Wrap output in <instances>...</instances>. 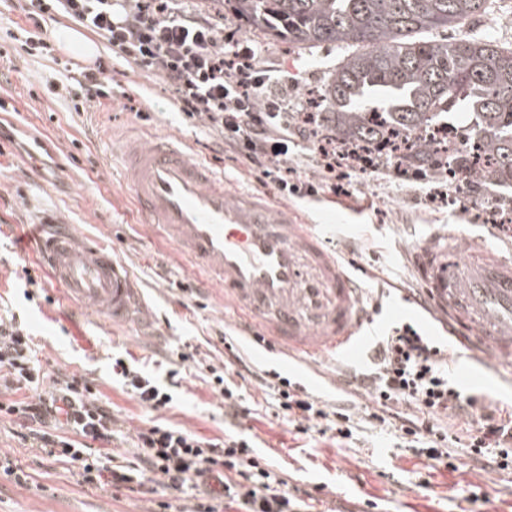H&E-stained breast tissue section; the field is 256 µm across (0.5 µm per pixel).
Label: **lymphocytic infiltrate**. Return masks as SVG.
<instances>
[{"mask_svg":"<svg viewBox=\"0 0 512 512\" xmlns=\"http://www.w3.org/2000/svg\"><path fill=\"white\" fill-rule=\"evenodd\" d=\"M29 19L54 11L98 35L113 58L140 74L160 76L187 118L203 122L222 145L245 156L262 178L288 189L290 143L311 115L290 111L277 96L258 98L269 78L255 67L244 38L225 44L217 19L187 9L183 0H29ZM33 339L16 318L0 316V383L14 392L0 401V416L21 419L22 440L47 457L69 464L80 483L106 491H198L190 512H309L287 480L273 477L248 440L222 442L173 426L136 430L133 460H118L107 447L115 438L111 403L85 377L35 362ZM458 346L436 345L404 323L377 338L373 369L356 382L369 399L368 418L421 446L422 454L455 470L456 449L498 472H512V404H492L464 392L453 378ZM276 396L298 432L323 426L337 440L353 435L350 408H327L318 397L278 372L247 367ZM113 375L151 411L172 396L158 380L123 359Z\"/></svg>","mask_w":512,"mask_h":512,"instance_id":"f902f5d3","label":"lymphocytic infiltrate"}]
</instances>
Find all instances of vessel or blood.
<instances>
[{
    "label": "vessel or blood",
    "mask_w": 512,
    "mask_h": 512,
    "mask_svg": "<svg viewBox=\"0 0 512 512\" xmlns=\"http://www.w3.org/2000/svg\"><path fill=\"white\" fill-rule=\"evenodd\" d=\"M124 184L147 224L200 275L218 284L237 318L263 329L298 357L355 358L372 317L363 288L294 209L255 191L229 194L224 178L192 159L183 143L156 137L120 145ZM38 245L46 271L72 303L123 320L135 290L104 245L44 217ZM435 306L492 362L512 363V246L490 250L484 237L438 230L413 250Z\"/></svg>",
    "instance_id": "1"
}]
</instances>
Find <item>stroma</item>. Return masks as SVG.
I'll return each mask as SVG.
<instances>
[{"label":"stroma","mask_w":512,"mask_h":512,"mask_svg":"<svg viewBox=\"0 0 512 512\" xmlns=\"http://www.w3.org/2000/svg\"><path fill=\"white\" fill-rule=\"evenodd\" d=\"M16 3L0 0V101L7 104L0 112V313L15 314L29 326L46 369L86 376L111 402L122 432L114 453L128 456L135 430L155 420L207 439L239 435L251 440L276 476L300 491L317 493L322 512H459L464 506L472 512H512V483L472 468L462 451L457 454L461 469L452 472L405 447L390 429L363 420L342 445L329 434H302L289 426L272 391L251 385L241 391L246 415L225 418L224 405L209 384L210 366L224 363L225 337L240 333L224 308V291L202 287L194 272L140 224L112 143L179 137L193 158L223 174L228 191L260 189L274 203L297 209L303 223L329 225L327 248L364 282L365 306L380 305L384 331L409 322L431 334L452 335L447 313L430 309L422 315L412 304L423 294L409 259L413 245L433 224L506 244V237L480 221L479 212L512 201V191L489 180L480 189L481 207L472 206L468 191L457 193L452 205L440 206L432 199L438 181L381 167L367 176L348 173L344 194L336 196L302 137L288 155V179L299 191L280 193L272 183H259L246 158L219 151L214 133L201 122L185 120L172 105V90L158 77L113 62L107 47H100L98 58L112 80L111 99L91 101L83 113L71 110L69 101L50 94L46 83L64 79V67L76 62V55L58 48L47 56L22 50V40L35 26ZM199 7L224 16L225 36L250 39L257 66L288 101L321 86L337 63L336 47L304 49L253 34L222 0H201ZM309 183L316 185L317 195L303 194ZM47 213L105 245L127 269L138 289L127 321L108 322L101 313L63 299L36 252L38 223ZM179 351L193 353L194 359L171 387L170 407L160 413L147 412L112 377V361L121 358L165 378ZM244 351L261 368L301 383L322 399L333 402L346 391L341 375L349 370L348 361L327 356L306 365L291 363L280 354L258 353L251 343ZM458 367L474 377L467 385L470 392L512 401L511 366L488 365L471 347ZM17 430L13 420L0 419V457L18 461L28 479L19 484L0 473V512H155L161 501L183 512L192 504L190 498L161 490L111 494L81 484L67 464L44 459L17 437ZM472 484L489 493V503L465 504Z\"/></svg>","instance_id":"obj_1"}]
</instances>
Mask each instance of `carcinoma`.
Returning a JSON list of instances; mask_svg holds the SVG:
<instances>
[{
  "label": "carcinoma",
  "instance_id": "cac0c4a2",
  "mask_svg": "<svg viewBox=\"0 0 512 512\" xmlns=\"http://www.w3.org/2000/svg\"><path fill=\"white\" fill-rule=\"evenodd\" d=\"M264 34L305 48L340 50L319 98L315 137L327 131L372 164L403 173L439 174L463 189L488 178L512 188V42L479 32L453 41L414 34L461 28L492 11L495 0H225ZM456 115L471 118L466 139L483 166L460 152L438 156L426 134Z\"/></svg>",
  "mask_w": 512,
  "mask_h": 512
}]
</instances>
